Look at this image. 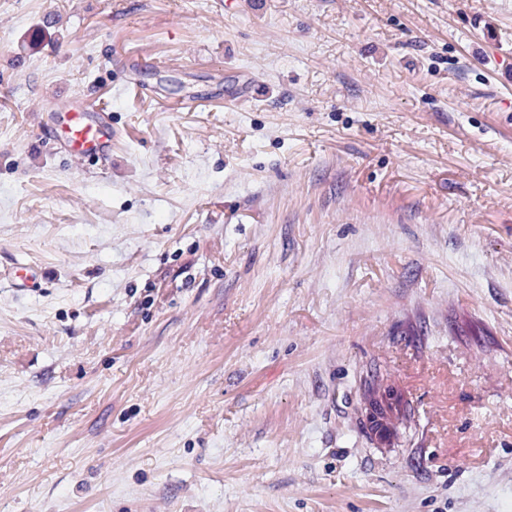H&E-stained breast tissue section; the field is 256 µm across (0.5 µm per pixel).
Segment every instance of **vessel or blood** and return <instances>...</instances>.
<instances>
[{"label":"vessel or blood","instance_id":"b4317fda","mask_svg":"<svg viewBox=\"0 0 512 512\" xmlns=\"http://www.w3.org/2000/svg\"><path fill=\"white\" fill-rule=\"evenodd\" d=\"M40 132L46 138H58L79 158L101 160L112 155V121L106 109L87 99L63 96L57 108L48 113Z\"/></svg>","mask_w":512,"mask_h":512}]
</instances>
